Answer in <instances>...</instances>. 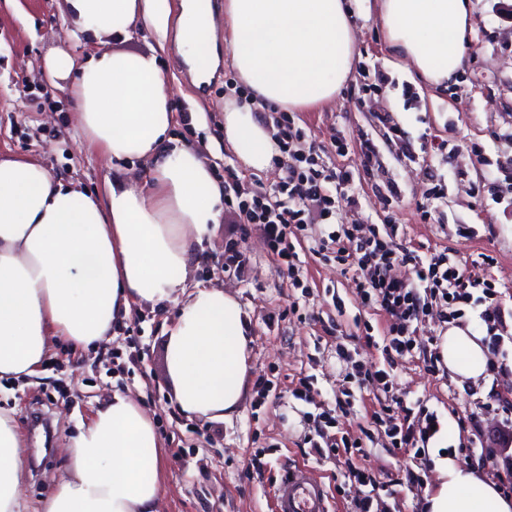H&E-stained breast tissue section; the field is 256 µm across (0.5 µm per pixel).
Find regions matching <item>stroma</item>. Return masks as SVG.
<instances>
[{"label":"stroma","mask_w":512,"mask_h":512,"mask_svg":"<svg viewBox=\"0 0 512 512\" xmlns=\"http://www.w3.org/2000/svg\"><path fill=\"white\" fill-rule=\"evenodd\" d=\"M472 36L456 84L430 87L386 44L374 0H360L352 16L358 51L350 76L333 102L293 112L306 144L321 162L349 171L357 205L341 206L340 224H395L400 250L423 257L451 253L467 270L494 282L495 300L512 309V211L497 204L496 164L512 156V0H474ZM73 23L65 0H14L0 7V154L42 164L53 176L103 190L112 163L85 142L66 95L42 78L45 55L61 41L86 59L115 48L155 55L169 78L175 106L172 137L199 150L215 178L242 188H271L286 175L282 161L263 171L247 168L224 138V106L247 90L229 64L196 82L175 57L174 44L159 46L153 30L136 29L125 41L88 44L70 40ZM398 128L388 138L379 122ZM378 150L368 161L361 144ZM345 147L336 150L334 139ZM483 186L475 195L474 186ZM430 219H423V211ZM247 258L244 273L224 270L227 244ZM311 238L297 247L303 288L290 287L263 238L242 224L235 204L212 240L189 258L187 291L196 285L221 288L239 299L251 321L250 369L244 396L229 420L187 418L179 412L165 372L166 327L179 307L133 306L99 350L76 353L58 345L39 376L7 395L25 435L29 503L45 496L49 477L62 471L64 441L76 434L99 401L112 391L139 396L152 413L162 441L164 492L160 512H277L273 489L281 476L306 469L321 482L334 512H351L358 489L345 477L332 449L317 450L318 432L337 438L361 434L364 452L355 466L383 484L390 512H420L436 473L428 451L392 447L373 416L380 406L372 388L347 402L346 364L353 360L385 367L387 323L364 302L350 272L334 254L312 250ZM443 309L433 306L416 333L418 348L393 370L394 395L416 400L446 422L448 453L476 466L480 454L500 453L499 432L512 422V375L464 379L429 359L447 329ZM311 377L308 400L293 397L294 381ZM334 411L325 425L320 414ZM477 417L480 429L470 426ZM421 475L409 484L407 471Z\"/></svg>","instance_id":"35a3bbf8"}]
</instances>
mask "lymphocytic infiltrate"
I'll list each match as a JSON object with an SVG mask.
<instances>
[{
    "instance_id": "1",
    "label": "lymphocytic infiltrate",
    "mask_w": 512,
    "mask_h": 512,
    "mask_svg": "<svg viewBox=\"0 0 512 512\" xmlns=\"http://www.w3.org/2000/svg\"><path fill=\"white\" fill-rule=\"evenodd\" d=\"M274 139L281 154L288 158L287 177L275 190H253L237 203L243 223L253 225L265 239L280 269L289 277L299 273L298 254L288 241L291 234L318 229L319 250H330L347 264L359 288L372 296L388 321V353L404 356L413 347L411 326L426 314L428 299L449 306L451 319L464 315V306L480 308V318L489 329L505 326L504 310L494 299V286L478 274L466 272L450 256L414 258L399 252L392 243L396 225L370 227L359 233L357 227L333 225L336 197L349 183L346 173L324 174L313 157L304 155L299 142L304 133L295 128L287 114L274 119ZM413 261L416 277L407 281L392 274L395 263Z\"/></svg>"
}]
</instances>
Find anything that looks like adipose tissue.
<instances>
[{
    "label": "adipose tissue",
    "mask_w": 512,
    "mask_h": 512,
    "mask_svg": "<svg viewBox=\"0 0 512 512\" xmlns=\"http://www.w3.org/2000/svg\"><path fill=\"white\" fill-rule=\"evenodd\" d=\"M89 41L127 39L139 27L167 38L166 0H66ZM395 58L435 87L464 67L473 0H377ZM223 38H216V26ZM226 44L253 101L302 109L334 99L357 51L347 0H182L175 50L199 80L210 78ZM63 82L89 146L117 162L144 161L149 187L119 174L97 194L53 178L41 164L0 157V380L37 376L61 341L84 351L102 343L134 304L180 303L167 328L165 366L188 417L229 419L248 370L250 320L234 294L186 292L194 246L212 237L224 186L197 151L170 135L173 107L155 56L104 50L76 62L69 48L44 61ZM250 104L224 107V136L243 163L267 169L274 139ZM439 355L451 373L479 378L487 365L481 334L448 328ZM11 408L0 407V512H28V459ZM67 464L38 512H157L164 477L152 417L128 393H113L65 445ZM436 479L423 512H512V498L473 467L434 451Z\"/></svg>",
    "instance_id": "obj_1"
}]
</instances>
